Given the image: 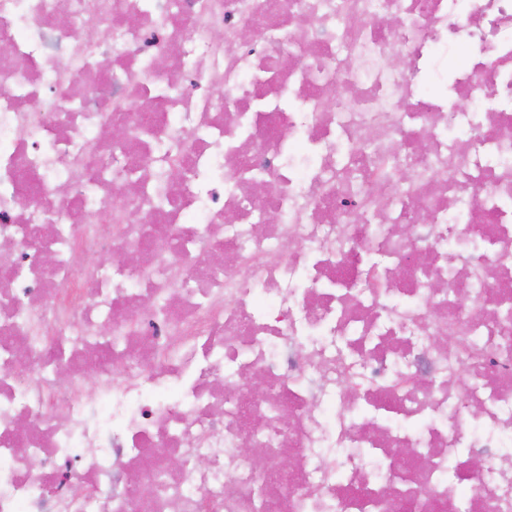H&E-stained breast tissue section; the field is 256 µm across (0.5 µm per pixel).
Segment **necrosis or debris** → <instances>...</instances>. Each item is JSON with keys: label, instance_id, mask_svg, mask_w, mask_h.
<instances>
[{"label": "necrosis or debris", "instance_id": "obj_1", "mask_svg": "<svg viewBox=\"0 0 512 512\" xmlns=\"http://www.w3.org/2000/svg\"><path fill=\"white\" fill-rule=\"evenodd\" d=\"M0 43V512H512V0H0Z\"/></svg>", "mask_w": 512, "mask_h": 512}]
</instances>
